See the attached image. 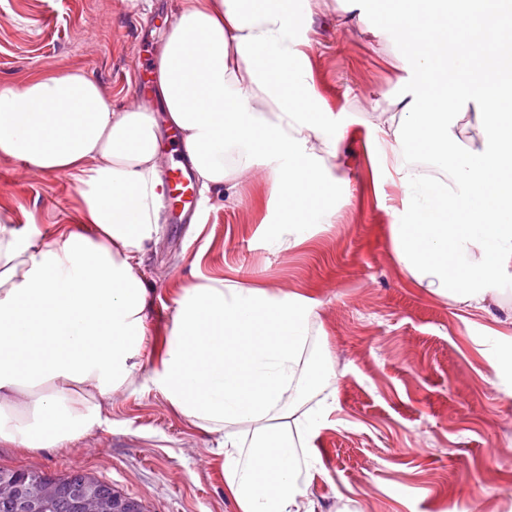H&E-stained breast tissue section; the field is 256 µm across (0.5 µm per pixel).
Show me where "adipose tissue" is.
I'll use <instances>...</instances> for the list:
<instances>
[{
	"label": "adipose tissue",
	"mask_w": 512,
	"mask_h": 512,
	"mask_svg": "<svg viewBox=\"0 0 512 512\" xmlns=\"http://www.w3.org/2000/svg\"><path fill=\"white\" fill-rule=\"evenodd\" d=\"M505 0H386L413 70L399 116L376 128L378 171L402 189L393 259L449 304L487 310L512 269V7ZM315 0H184L165 34L157 86L204 191L260 176L275 194V246L332 223L319 179L354 119L309 89L302 25ZM472 110L480 150L459 149ZM0 153L71 178L81 230L51 238L0 223V446L62 448L150 383L222 462L237 512H317L316 440L336 405L309 362L318 301L217 275L184 289L158 368L143 375V272L162 225L160 126L114 111L83 71L0 84Z\"/></svg>",
	"instance_id": "ef3b65f1"
}]
</instances>
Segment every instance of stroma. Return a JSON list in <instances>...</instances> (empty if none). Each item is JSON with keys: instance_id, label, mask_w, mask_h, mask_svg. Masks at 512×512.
<instances>
[{"instance_id": "obj_1", "label": "stroma", "mask_w": 512, "mask_h": 512, "mask_svg": "<svg viewBox=\"0 0 512 512\" xmlns=\"http://www.w3.org/2000/svg\"><path fill=\"white\" fill-rule=\"evenodd\" d=\"M183 0H0V83L82 70L113 109L134 104L140 61L160 57ZM348 0H317L305 24L312 89L357 122L336 157L349 182L335 223L304 243L268 241L280 220L269 185L207 194L196 223L165 224L144 272L151 313L145 370L160 365L184 288L219 273L244 285L319 301L313 357L333 359L332 421L318 444L317 512H512V369L488 360L512 343V289L488 311L449 305L392 258L389 207L398 183L376 178L373 132L410 63L396 33L376 41L337 18ZM74 183L0 154V219L44 234L78 225ZM54 476L81 471L142 501L147 512H237L221 463L152 387L121 398L107 423L64 448L0 447V468Z\"/></svg>"}]
</instances>
